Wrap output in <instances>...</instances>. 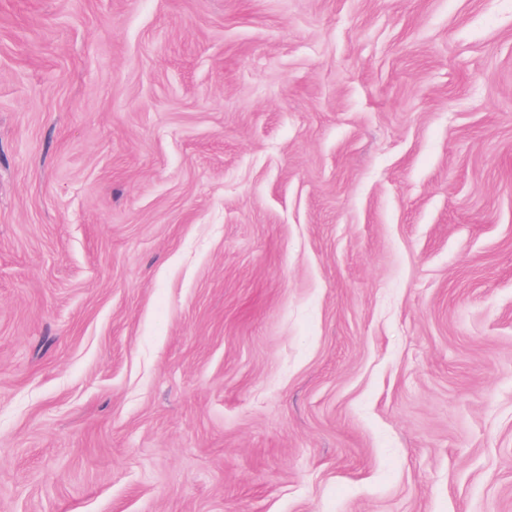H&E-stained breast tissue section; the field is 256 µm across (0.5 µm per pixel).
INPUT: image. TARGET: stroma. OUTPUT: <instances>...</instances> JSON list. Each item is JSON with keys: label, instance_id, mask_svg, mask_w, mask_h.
I'll return each mask as SVG.
<instances>
[{"label": "stroma", "instance_id": "35a3bbf8", "mask_svg": "<svg viewBox=\"0 0 512 512\" xmlns=\"http://www.w3.org/2000/svg\"><path fill=\"white\" fill-rule=\"evenodd\" d=\"M0 512H512V0H0Z\"/></svg>", "mask_w": 512, "mask_h": 512}]
</instances>
